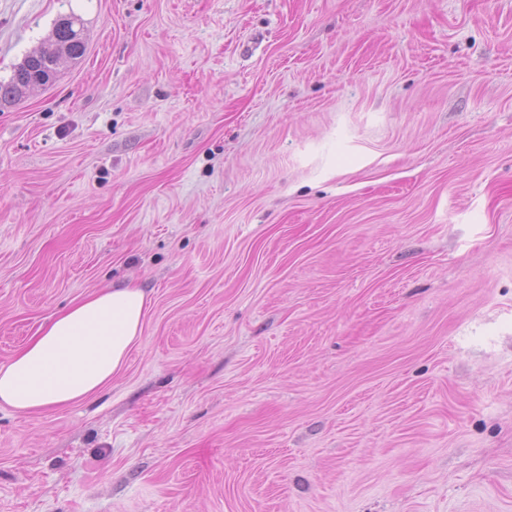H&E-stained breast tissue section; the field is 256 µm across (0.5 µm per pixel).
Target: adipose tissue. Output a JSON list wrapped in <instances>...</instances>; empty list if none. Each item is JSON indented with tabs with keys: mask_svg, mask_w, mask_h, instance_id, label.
<instances>
[{
	"mask_svg": "<svg viewBox=\"0 0 512 512\" xmlns=\"http://www.w3.org/2000/svg\"><path fill=\"white\" fill-rule=\"evenodd\" d=\"M148 303L142 289L104 288L61 312L0 367V404L33 414L102 390L139 344Z\"/></svg>",
	"mask_w": 512,
	"mask_h": 512,
	"instance_id": "1",
	"label": "adipose tissue"
}]
</instances>
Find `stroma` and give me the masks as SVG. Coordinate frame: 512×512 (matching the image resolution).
Segmentation results:
<instances>
[{
  "instance_id": "35a3bbf8",
  "label": "stroma",
  "mask_w": 512,
  "mask_h": 512,
  "mask_svg": "<svg viewBox=\"0 0 512 512\" xmlns=\"http://www.w3.org/2000/svg\"><path fill=\"white\" fill-rule=\"evenodd\" d=\"M0 365L133 284L121 373L0 406V512H512V0H0ZM85 51L80 20L74 16L59 20L44 45L24 59L7 83L0 82V101L19 100L35 87L52 84L57 78L60 61L64 58L79 60Z\"/></svg>"
}]
</instances>
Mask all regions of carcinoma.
I'll use <instances>...</instances> for the list:
<instances>
[{"mask_svg": "<svg viewBox=\"0 0 512 512\" xmlns=\"http://www.w3.org/2000/svg\"><path fill=\"white\" fill-rule=\"evenodd\" d=\"M85 51L80 20L74 16L59 20L44 45L24 59L8 82H0V101L19 100L27 91L53 83L60 61L79 60Z\"/></svg>", "mask_w": 512, "mask_h": 512, "instance_id": "obj_1", "label": "carcinoma"}]
</instances>
